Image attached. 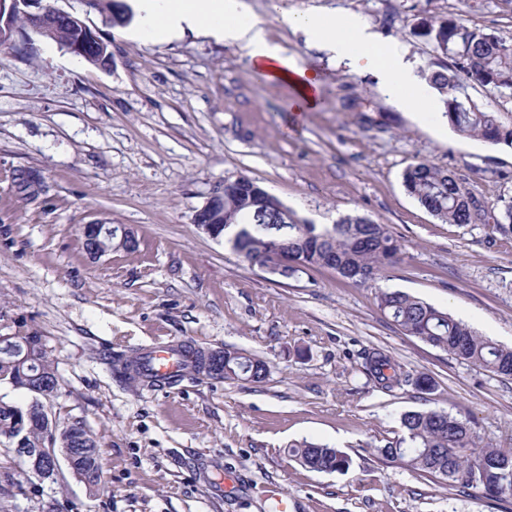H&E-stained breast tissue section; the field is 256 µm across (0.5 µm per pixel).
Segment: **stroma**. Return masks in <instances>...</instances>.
<instances>
[{
  "label": "stroma",
  "instance_id": "35a3bbf8",
  "mask_svg": "<svg viewBox=\"0 0 512 512\" xmlns=\"http://www.w3.org/2000/svg\"><path fill=\"white\" fill-rule=\"evenodd\" d=\"M244 2L271 42L319 74V108L291 113L290 87L262 78L237 46L203 33L147 37L83 0L51 3L109 44L111 68L39 37L0 46V315L43 337L59 377L49 415L61 428L85 424L101 455L91 491L65 468L40 480L0 448L22 486L10 512H41L53 499L60 512H268L270 485L288 493L292 512H512L511 500L457 491L379 455L404 412L426 409L512 448V380L402 334L376 300L382 287L408 292L512 347V232L442 222L402 184L405 168L426 160L489 205L512 196V148L460 136L441 113L397 109L375 74L287 23L359 17L422 72L434 54L414 33L420 14L512 43V0ZM30 170L43 178L33 197L19 184ZM241 174L313 223L355 212L387 225L401 261L366 284L327 268L282 280L248 266L193 222ZM93 222L131 229L136 250L92 259L81 227ZM181 340L262 360L269 373L188 375L151 390L112 365ZM375 348L430 377L432 390L376 387L364 370ZM305 440L345 452L349 470L300 466L289 449ZM227 474L238 485L224 493Z\"/></svg>",
  "mask_w": 512,
  "mask_h": 512
}]
</instances>
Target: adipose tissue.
Returning a JSON list of instances; mask_svg holds the SVG:
<instances>
[{
	"instance_id": "obj_1",
	"label": "adipose tissue",
	"mask_w": 512,
	"mask_h": 512,
	"mask_svg": "<svg viewBox=\"0 0 512 512\" xmlns=\"http://www.w3.org/2000/svg\"><path fill=\"white\" fill-rule=\"evenodd\" d=\"M321 47L346 59L356 69L378 72L392 103L413 108L423 99L413 65L396 44L381 43L370 28L352 17L307 14L290 19ZM223 38L245 51L254 69L266 79L288 84L295 92V111L316 108L321 80L299 65L285 50L269 42L261 22L248 15L243 0H144L141 30L166 38L185 30Z\"/></svg>"
}]
</instances>
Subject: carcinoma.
I'll return each mask as SVG.
<instances>
[{
  "mask_svg": "<svg viewBox=\"0 0 512 512\" xmlns=\"http://www.w3.org/2000/svg\"><path fill=\"white\" fill-rule=\"evenodd\" d=\"M86 6L106 16L114 26H126L134 18L132 7L124 0H86ZM416 34L431 44L436 61L428 69L427 79L438 91L444 105L442 116L457 133L478 137L491 145L512 147V126L498 119L497 107L512 102V45L492 32L470 29L453 17L423 16ZM473 82L490 95L491 103L480 105L465 89ZM405 190L426 211L450 224H477L495 213V228L512 232V197H498L491 208L468 192L462 191L457 178L448 170L429 161L410 164L402 174ZM255 207L241 192L224 194V216L230 223L224 229L239 231L236 238L225 232L219 235L243 261L251 266L268 268L283 279L314 268H330L342 277L359 283L374 282L387 268L401 260L402 248L384 224L361 215H344L336 223L318 225L299 217L286 205L264 212L252 219ZM297 265L280 268L276 258L283 249ZM380 310L403 334L414 336L443 351L456 361L482 368L498 377L512 379V348L504 347L477 335L467 324L404 291L380 288L376 294ZM13 333V341L32 346V355L24 366H0V385L23 389L28 376L39 375L50 393H57L59 380L41 336L22 325H4ZM183 355L202 365L213 379L245 376L259 382L267 375L266 364L229 350L210 357ZM142 356L120 362L117 369L127 380L145 388L154 386L140 370ZM367 376L380 388L391 392L405 383L421 390L432 387L430 378L410 374L380 349L365 358ZM31 401L24 407L0 399V443L7 451L40 448L46 440L64 447L68 432L81 438L86 455L81 468L100 470L98 441L80 422L62 429L43 427L38 420L44 413L43 395L30 392ZM402 434L379 449L390 462H402L427 477L462 489L479 488L493 499H512V448L480 445L479 436L466 421L446 411H407L401 418ZM291 456L303 467L317 472L344 473L350 458L328 444L304 441L290 449ZM14 481L10 468L0 466V500L14 497Z\"/></svg>",
  "mask_w": 512,
  "mask_h": 512,
  "instance_id": "obj_1",
  "label": "carcinoma"
}]
</instances>
